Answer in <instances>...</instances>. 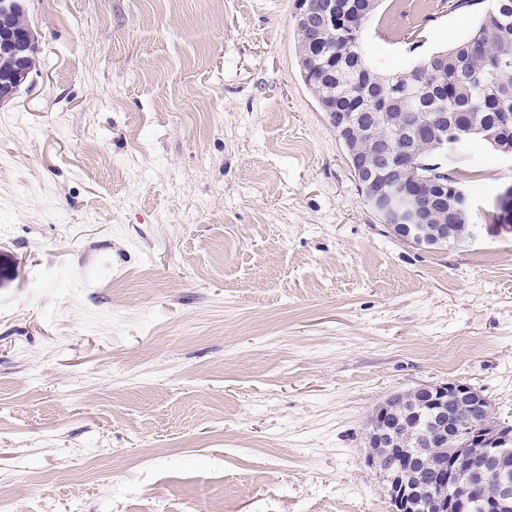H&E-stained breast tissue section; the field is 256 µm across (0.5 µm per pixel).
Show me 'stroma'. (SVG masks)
I'll return each mask as SVG.
<instances>
[{"instance_id":"obj_1","label":"stroma","mask_w":512,"mask_h":512,"mask_svg":"<svg viewBox=\"0 0 512 512\" xmlns=\"http://www.w3.org/2000/svg\"><path fill=\"white\" fill-rule=\"evenodd\" d=\"M294 12L29 0L37 67L0 107V512H389L364 460L389 394L461 381L512 422V159L474 149L472 241L399 240ZM478 19L382 0L364 42L405 70Z\"/></svg>"}]
</instances>
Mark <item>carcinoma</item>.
<instances>
[{
    "label": "carcinoma",
    "mask_w": 512,
    "mask_h": 512,
    "mask_svg": "<svg viewBox=\"0 0 512 512\" xmlns=\"http://www.w3.org/2000/svg\"><path fill=\"white\" fill-rule=\"evenodd\" d=\"M485 5L469 36L448 49V66L433 67L422 58L409 76L390 70L381 60L368 59L360 35L326 36L313 60L300 70L320 111L335 128L331 112H364V120L350 131L349 141L371 136L374 125L368 113L405 112L411 124L418 112H447L448 132L454 116L463 114L478 132H494L502 142H512V0H454L455 9ZM474 40L496 61L489 68L470 53Z\"/></svg>",
    "instance_id": "carcinoma-1"
}]
</instances>
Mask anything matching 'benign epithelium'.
I'll return each instance as SVG.
<instances>
[{"instance_id":"1","label":"benign epithelium","mask_w":512,"mask_h":512,"mask_svg":"<svg viewBox=\"0 0 512 512\" xmlns=\"http://www.w3.org/2000/svg\"><path fill=\"white\" fill-rule=\"evenodd\" d=\"M372 0H296V22L317 47L324 35L345 28L360 30ZM25 19L23 0H0V103L11 101L35 68L37 38ZM429 142L426 171L419 170L415 147ZM448 113L422 112L415 125L380 130L370 155H351L349 166L371 186L382 184L377 215L390 231L418 247L437 241L458 244L457 212L470 208L464 186H448ZM431 427L415 442L402 436L400 423L385 422L390 395L370 418L366 462L385 481L390 512H512V425L493 416L488 399L474 387L449 381L419 385Z\"/></svg>"}]
</instances>
